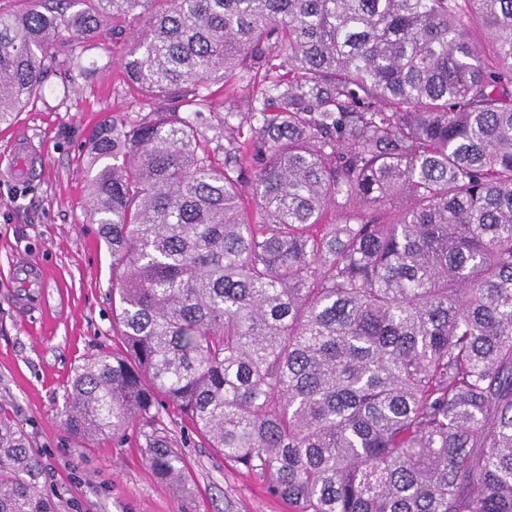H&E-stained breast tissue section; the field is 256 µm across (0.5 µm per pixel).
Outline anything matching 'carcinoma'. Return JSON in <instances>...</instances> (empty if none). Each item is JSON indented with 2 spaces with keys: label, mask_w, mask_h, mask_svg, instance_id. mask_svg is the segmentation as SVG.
Returning <instances> with one entry per match:
<instances>
[{
  "label": "carcinoma",
  "mask_w": 512,
  "mask_h": 512,
  "mask_svg": "<svg viewBox=\"0 0 512 512\" xmlns=\"http://www.w3.org/2000/svg\"><path fill=\"white\" fill-rule=\"evenodd\" d=\"M25 2L0 11V123L108 20L137 25L129 85L186 106L85 140L120 346L76 368L68 430L152 424L182 484L168 404L292 512H512V0ZM233 77L260 88L212 148ZM39 475L0 417V512H57ZM236 85L221 86V84L211 85V90L214 91L213 97L210 99L212 104L205 110L206 116L212 128L206 131L209 137H212L215 132H218L221 127V122L224 120V113L244 112L247 108L248 96L251 92L245 84L235 80Z\"/></svg>",
  "instance_id": "obj_1"
}]
</instances>
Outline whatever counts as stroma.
Wrapping results in <instances>:
<instances>
[{
    "mask_svg": "<svg viewBox=\"0 0 512 512\" xmlns=\"http://www.w3.org/2000/svg\"><path fill=\"white\" fill-rule=\"evenodd\" d=\"M124 48L108 30L86 45L57 42L41 97L0 125V156L20 138L45 160L31 181L0 180V414L22 426L40 462V488L58 512H291L262 479L227 464L186 422L166 423L186 464L182 488L147 465L142 424L83 442L64 423L63 396L75 368L119 344L112 257L89 218L82 142L103 119H138L161 108L125 85L118 64ZM72 54L91 78H71L65 61ZM213 91L205 116L216 130L226 112L246 110L250 91L242 83ZM20 257L46 275L45 305L26 313L16 306L12 264Z\"/></svg>",
    "mask_w": 512,
    "mask_h": 512,
    "instance_id": "35a3bbf8",
    "label": "stroma"
}]
</instances>
